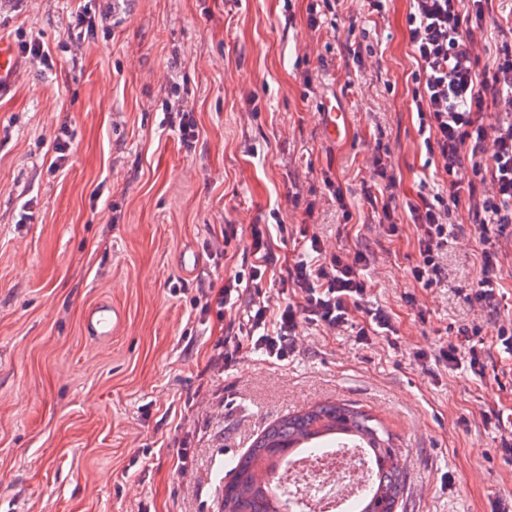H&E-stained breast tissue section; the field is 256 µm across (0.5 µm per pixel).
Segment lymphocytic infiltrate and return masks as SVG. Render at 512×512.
Instances as JSON below:
<instances>
[{"instance_id": "1", "label": "lymphocytic infiltrate", "mask_w": 512, "mask_h": 512, "mask_svg": "<svg viewBox=\"0 0 512 512\" xmlns=\"http://www.w3.org/2000/svg\"><path fill=\"white\" fill-rule=\"evenodd\" d=\"M497 0H409L408 45L416 63L412 104L426 150L427 165L443 170L448 184L433 194L397 205L390 150L376 145L370 156L372 181L362 187L363 204L375 223L388 229L413 225L421 256L416 282L439 280L440 254L459 217L473 224L482 245V276L466 284L470 304L491 306L500 284L495 272L499 249L491 227H512V16L498 17ZM498 20L501 43L485 58V33ZM270 225L250 228L253 259L248 278L225 279L201 316L233 310L244 280L260 284L273 257ZM299 254L278 286L292 300L252 303L239 319V333L253 350L287 361L301 323L327 331L347 326L369 287L361 275L368 257L327 252L315 235H301Z\"/></svg>"}]
</instances>
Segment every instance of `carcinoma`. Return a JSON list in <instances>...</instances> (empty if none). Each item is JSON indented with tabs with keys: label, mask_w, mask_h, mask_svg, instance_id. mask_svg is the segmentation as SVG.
<instances>
[{
	"label": "carcinoma",
	"mask_w": 512,
	"mask_h": 512,
	"mask_svg": "<svg viewBox=\"0 0 512 512\" xmlns=\"http://www.w3.org/2000/svg\"><path fill=\"white\" fill-rule=\"evenodd\" d=\"M334 440L358 443L373 464L372 489L351 505L350 512H398L403 508L407 471L393 455L389 437L370 414L353 404L331 402L281 419L246 453L227 461L232 479L224 484V512H269L266 502L282 493L277 482L256 481L260 464L270 459L284 463Z\"/></svg>",
	"instance_id": "cac0c4a2"
}]
</instances>
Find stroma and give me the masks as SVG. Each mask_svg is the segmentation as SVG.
<instances>
[{
    "label": "stroma",
    "instance_id": "1",
    "mask_svg": "<svg viewBox=\"0 0 512 512\" xmlns=\"http://www.w3.org/2000/svg\"><path fill=\"white\" fill-rule=\"evenodd\" d=\"M0 0V34L39 35L48 60L19 54L0 95V512H222L225 459L269 426L326 403L371 414L403 452L404 512H512V455L501 447L512 415V358L495 345L512 321V234L496 243V311L470 305L456 285L481 276L472 225H457L444 273L424 286L413 227L345 224L322 178L358 201L375 144L388 145L399 200L436 192L412 112L408 0L363 14L336 10L324 39L335 64L307 92L301 59L309 0ZM93 36L71 53L83 6ZM368 41L377 66L359 69L346 42ZM347 108V131L328 135L323 107ZM193 111L185 151L166 113ZM67 157L55 165V144ZM317 200L310 230L331 252L362 250L370 281L361 311L336 333L302 324L288 361L242 349L224 374L212 347L235 327L187 326L208 285L248 273L244 242L220 259L208 249L222 224L270 223L288 236L272 273L298 250L294 194ZM201 261L182 268L183 252ZM107 299L126 322L111 343L82 328L85 307ZM395 335L362 343L367 310ZM478 328L484 378L439 353L459 327ZM194 450L193 474L175 468Z\"/></svg>",
    "mask_w": 512,
    "mask_h": 512
}]
</instances>
